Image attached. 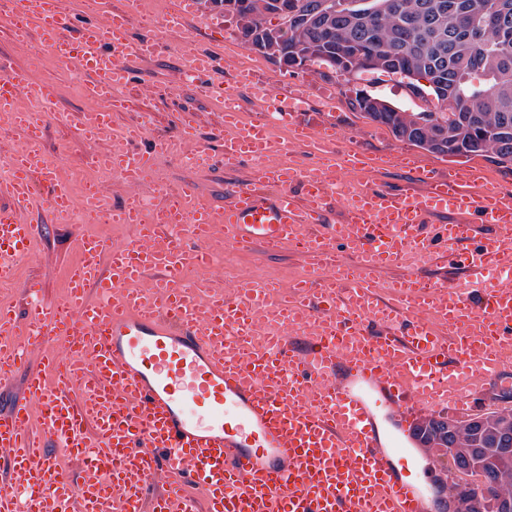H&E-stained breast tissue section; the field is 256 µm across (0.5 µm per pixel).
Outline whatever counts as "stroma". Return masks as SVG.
Returning a JSON list of instances; mask_svg holds the SVG:
<instances>
[{
  "mask_svg": "<svg viewBox=\"0 0 512 512\" xmlns=\"http://www.w3.org/2000/svg\"><path fill=\"white\" fill-rule=\"evenodd\" d=\"M208 20L205 26L190 25L188 36L184 39L133 21L129 31L131 42L153 37L160 39L161 48L149 60L129 56L133 80L125 88L124 94L131 109L115 113L116 126L125 127L144 120L149 124L150 136L176 141L181 133L179 118L184 115L195 128L199 143L211 151H220L224 143L223 112L179 79L184 46L212 48L210 29L216 26L222 28L225 41L237 49L236 57L224 58L219 64L222 80L234 81L242 66L251 68L258 78L272 80L280 88L300 77H307L310 86L309 110L303 113V120H312L314 112L323 109L327 111L329 120L343 128L350 141L361 145L364 152H410L419 158L422 166L439 173L447 172L449 166L462 164V157L430 153L395 138L387 126L366 119L362 112L353 107L351 91L357 88L411 112L429 111V103L412 97L400 78L362 72L347 80H335L324 77L322 66L316 63L300 74L286 72L275 60L241 43L236 34L234 18L212 14ZM0 56L8 57L15 65L27 69L31 83L39 84L47 75H55V96L50 107H43L32 97L23 98L22 103L38 112L45 108L50 110L52 117L48 119L45 129L46 152L50 159L62 160L75 205H82L84 186L89 182L99 183L112 203H121L130 191L129 185L89 165L86 158L89 148L77 140L75 120L78 114L94 106L93 101L83 93L82 77L73 75L69 66L46 52L35 37L19 43L0 30ZM150 174L152 180L172 189L187 181L194 182L202 197L220 204L224 201L225 185L252 178L254 167L249 164L233 170H191L178 161L160 155L155 158ZM26 219L28 223L38 225L40 233L31 245L29 258L18 265L14 283L0 288V303L3 304L20 301L23 285L32 279L43 283L48 299L63 296L67 289L68 270L80 258L79 240L82 236L92 235L122 245L134 235L133 227L128 224L69 223L58 219L44 207L28 212ZM223 264L227 275L235 280L274 281L284 288L305 271L301 259L291 252L268 255L256 248L227 251L223 255Z\"/></svg>",
  "mask_w": 512,
  "mask_h": 512,
  "instance_id": "stroma-1",
  "label": "stroma"
}]
</instances>
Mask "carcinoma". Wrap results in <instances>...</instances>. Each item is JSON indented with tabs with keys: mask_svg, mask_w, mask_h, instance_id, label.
Listing matches in <instances>:
<instances>
[{
	"mask_svg": "<svg viewBox=\"0 0 512 512\" xmlns=\"http://www.w3.org/2000/svg\"><path fill=\"white\" fill-rule=\"evenodd\" d=\"M295 2L304 14L331 15L330 29L285 30L260 12L249 24L262 35L276 34L288 54L302 60L334 56L357 67L362 50L371 48V72L394 76L400 71L426 80L438 111L427 113L428 128L411 131L396 106L365 117L420 148L442 136L444 146L424 147L431 153L471 156L490 149L499 163H512V28H487L480 43L458 32V26L479 23L490 11L512 18V0H401L403 14L384 7L387 0ZM450 72L457 90L444 97L436 85ZM481 468L490 496L500 490L512 495V460L489 454Z\"/></svg>",
	"mask_w": 512,
	"mask_h": 512,
	"instance_id": "1",
	"label": "carcinoma"
}]
</instances>
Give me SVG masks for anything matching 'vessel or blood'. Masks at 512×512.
I'll return each mask as SVG.
<instances>
[{
    "label": "vessel or blood",
    "mask_w": 512,
    "mask_h": 512,
    "mask_svg": "<svg viewBox=\"0 0 512 512\" xmlns=\"http://www.w3.org/2000/svg\"><path fill=\"white\" fill-rule=\"evenodd\" d=\"M141 2L119 11L73 0L63 11L57 0H0V28L38 36L84 77L96 107L77 123L82 143L128 108V29ZM165 4L168 29L198 13L197 0ZM216 63L207 50L182 55L181 79L223 111L225 128L220 155L201 147L183 165L250 162L257 180L232 185L221 206L191 182L159 189L157 204L130 195L109 208L112 223L135 226L129 242L82 237L65 296L45 299L32 280L25 320L0 305V384L26 371L22 399L0 413L10 463L0 512H431L413 475L430 458L416 419L463 413L490 386L512 385V201L496 183L476 167L425 173L411 153L370 156L335 123L294 121L304 82L267 93L244 76L254 113L243 118ZM54 88L0 57V119L20 136L0 162L1 287L29 255L36 228L22 215L35 200L80 223L106 206L90 185L76 209L46 156V114L17 106L24 94L51 100ZM285 120L291 135L266 164L271 128ZM115 132L120 149L92 161L138 184L168 142L143 121ZM390 163L423 189H379ZM249 247L294 252L306 273L286 290L240 282L209 300L183 278ZM429 264L451 271L448 282L426 279ZM388 269L396 277L381 281ZM66 459L82 463L81 482ZM159 477L164 492L145 500Z\"/></svg>",
    "instance_id": "obj_1"
}]
</instances>
